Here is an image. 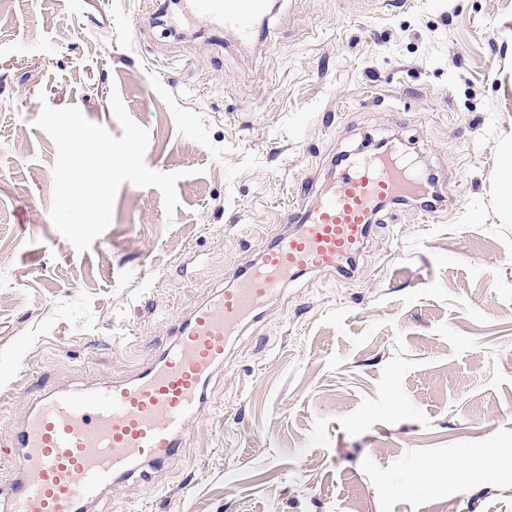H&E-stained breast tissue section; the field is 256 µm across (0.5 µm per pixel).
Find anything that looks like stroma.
<instances>
[{"instance_id": "1", "label": "stroma", "mask_w": 512, "mask_h": 512, "mask_svg": "<svg viewBox=\"0 0 512 512\" xmlns=\"http://www.w3.org/2000/svg\"><path fill=\"white\" fill-rule=\"evenodd\" d=\"M164 0H0V415L39 393L133 378L179 320L285 231L292 190L395 137L439 175L434 212L383 210L352 279L307 273L231 346L186 446L92 512H512V0H271L250 51ZM118 92L149 132L108 229L53 226L42 104L114 136ZM462 470L452 479V469ZM502 157L499 204L506 214L512 213V146L509 142L500 148Z\"/></svg>"}]
</instances>
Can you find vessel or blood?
Wrapping results in <instances>:
<instances>
[{
    "label": "vessel or blood",
    "instance_id": "obj_1",
    "mask_svg": "<svg viewBox=\"0 0 512 512\" xmlns=\"http://www.w3.org/2000/svg\"><path fill=\"white\" fill-rule=\"evenodd\" d=\"M182 22L204 21L249 46L267 0H178ZM425 181L396 153L360 151L338 164L312 204L289 205V229L248 270L175 322L173 342L134 379L78 391H48L15 432L0 466L18 473L0 512H85L105 488L178 455L207 387L233 340L259 321L288 282L311 272L354 275L384 204L416 200Z\"/></svg>",
    "mask_w": 512,
    "mask_h": 512
}]
</instances>
